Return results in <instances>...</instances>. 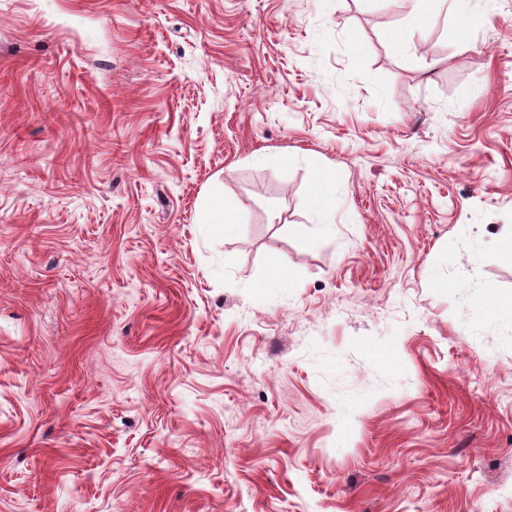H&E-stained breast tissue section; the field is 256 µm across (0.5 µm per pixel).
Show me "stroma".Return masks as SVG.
Listing matches in <instances>:
<instances>
[{"instance_id":"stroma-1","label":"stroma","mask_w":512,"mask_h":512,"mask_svg":"<svg viewBox=\"0 0 512 512\" xmlns=\"http://www.w3.org/2000/svg\"><path fill=\"white\" fill-rule=\"evenodd\" d=\"M470 8L0 0V512H512V0ZM413 9L409 14V22L433 18L443 10L466 22H473L476 17L469 13V0H412ZM316 194L310 201L312 207L319 212L327 213L336 204V177L323 170L318 171ZM198 223L208 224L213 232L226 235L238 224L237 207L226 203L223 196H212L201 208Z\"/></svg>"}]
</instances>
